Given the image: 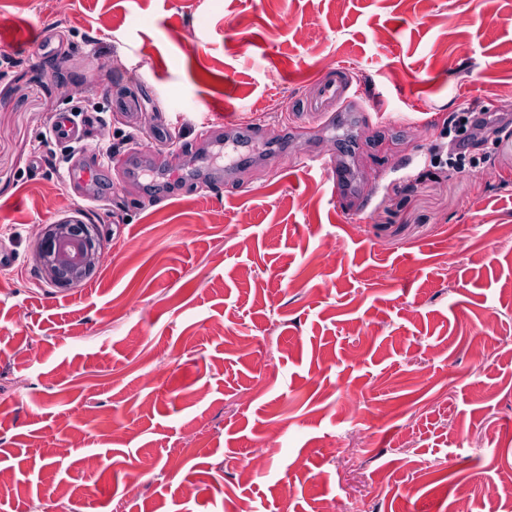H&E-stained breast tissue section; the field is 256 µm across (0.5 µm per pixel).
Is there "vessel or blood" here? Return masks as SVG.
Returning <instances> with one entry per match:
<instances>
[{
    "instance_id": "obj_1",
    "label": "vessel or blood",
    "mask_w": 512,
    "mask_h": 512,
    "mask_svg": "<svg viewBox=\"0 0 512 512\" xmlns=\"http://www.w3.org/2000/svg\"><path fill=\"white\" fill-rule=\"evenodd\" d=\"M352 74L348 65L339 63L321 73L310 85L308 91L296 97L292 108L303 115L324 118L330 114H343L360 111L361 106L352 90ZM209 127L215 136L224 137L226 146L233 155L227 164L212 163L210 173L220 176L225 165H236L237 155L249 149L255 137V131L248 121L241 119H220L210 122ZM309 167L319 170L332 186L333 193H342L348 174L341 161L312 153L307 157Z\"/></svg>"
}]
</instances>
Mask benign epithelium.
<instances>
[{
  "instance_id": "1",
  "label": "benign epithelium",
  "mask_w": 512,
  "mask_h": 512,
  "mask_svg": "<svg viewBox=\"0 0 512 512\" xmlns=\"http://www.w3.org/2000/svg\"><path fill=\"white\" fill-rule=\"evenodd\" d=\"M98 228L80 220L42 225L36 250L41 276L50 283L74 285L89 278L100 260Z\"/></svg>"
}]
</instances>
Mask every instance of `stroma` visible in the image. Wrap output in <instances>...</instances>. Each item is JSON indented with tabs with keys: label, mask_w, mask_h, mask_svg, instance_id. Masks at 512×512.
I'll return each mask as SVG.
<instances>
[{
	"label": "stroma",
	"mask_w": 512,
	"mask_h": 512,
	"mask_svg": "<svg viewBox=\"0 0 512 512\" xmlns=\"http://www.w3.org/2000/svg\"><path fill=\"white\" fill-rule=\"evenodd\" d=\"M1 58L0 512H457L462 486L512 512V0H0ZM336 62L369 111L344 129L291 110ZM90 101L76 156L113 155L83 189L44 157ZM214 107L253 122L255 160L170 179L211 156ZM463 111L492 120L451 174ZM343 139L339 198L302 161ZM67 218L101 259L60 287L35 253Z\"/></svg>",
	"instance_id": "35a3bbf8"
}]
</instances>
